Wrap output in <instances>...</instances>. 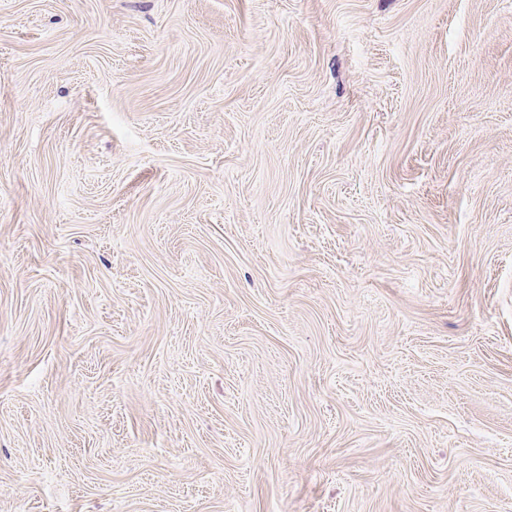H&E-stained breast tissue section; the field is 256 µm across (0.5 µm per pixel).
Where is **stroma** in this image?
<instances>
[{"label":"stroma","instance_id":"35a3bbf8","mask_svg":"<svg viewBox=\"0 0 512 512\" xmlns=\"http://www.w3.org/2000/svg\"><path fill=\"white\" fill-rule=\"evenodd\" d=\"M0 512H512V0H0Z\"/></svg>","mask_w":512,"mask_h":512}]
</instances>
